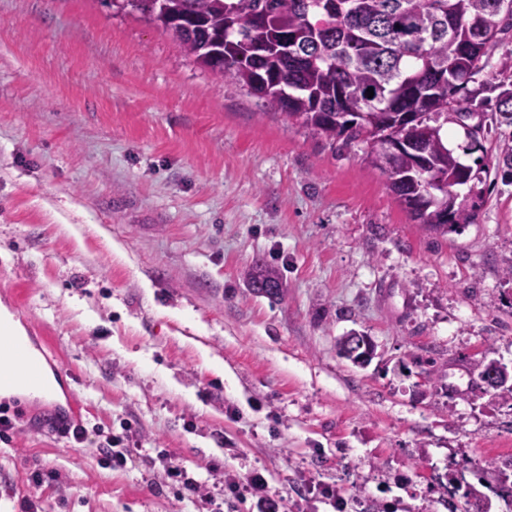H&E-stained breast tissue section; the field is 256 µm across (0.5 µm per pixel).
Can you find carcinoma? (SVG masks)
<instances>
[{"label":"carcinoma","mask_w":512,"mask_h":512,"mask_svg":"<svg viewBox=\"0 0 512 512\" xmlns=\"http://www.w3.org/2000/svg\"><path fill=\"white\" fill-rule=\"evenodd\" d=\"M214 75L331 142L364 146L366 162L421 227L439 234L473 223L455 186L472 169L448 148V126L486 99L477 82L512 0H124ZM373 88V97L367 89ZM494 115L512 125V91ZM389 139L400 149L382 146ZM248 287L276 299L279 270L257 263Z\"/></svg>","instance_id":"cac0c4a2"}]
</instances>
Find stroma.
Masks as SVG:
<instances>
[{
    "label": "stroma",
    "mask_w": 512,
    "mask_h": 512,
    "mask_svg": "<svg viewBox=\"0 0 512 512\" xmlns=\"http://www.w3.org/2000/svg\"><path fill=\"white\" fill-rule=\"evenodd\" d=\"M512 126L466 154L473 223L411 221L362 147L330 146L108 0H0V306L48 345L61 392L0 395V512H197L179 457L224 512L262 472L281 512H464L512 484ZM283 296L252 294L255 260ZM367 333L364 367L338 353ZM82 407L88 438L49 424ZM137 432L123 467L102 436ZM56 474L29 489L32 471ZM336 499L322 497L321 488ZM163 467L168 483L181 486L194 493H200L202 485L189 476L188 470L182 461L174 456L166 455L163 458Z\"/></svg>",
    "instance_id": "1"
}]
</instances>
